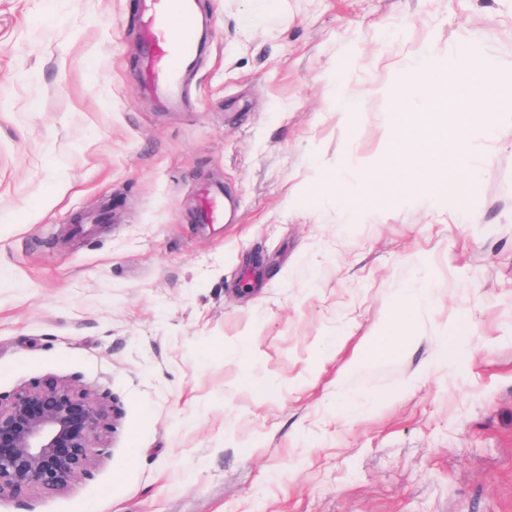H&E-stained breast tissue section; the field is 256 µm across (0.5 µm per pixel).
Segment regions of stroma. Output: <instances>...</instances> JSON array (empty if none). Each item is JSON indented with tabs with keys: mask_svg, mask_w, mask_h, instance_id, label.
Here are the masks:
<instances>
[{
	"mask_svg": "<svg viewBox=\"0 0 512 512\" xmlns=\"http://www.w3.org/2000/svg\"><path fill=\"white\" fill-rule=\"evenodd\" d=\"M138 2L0 0V398L68 378L122 413L88 476L0 512H512V103L464 207L323 186L379 160L423 45L444 95L468 40L512 82V0H200L183 107L139 83ZM221 192L216 189H206L201 193V206L198 213V220L202 224H211L220 217L218 200ZM432 289L428 282L423 281L412 288H407L404 293L402 308L396 310L390 317L387 324L392 335H397L399 329H404L408 324L407 311L419 304L431 301Z\"/></svg>",
	"mask_w": 512,
	"mask_h": 512,
	"instance_id": "1",
	"label": "stroma"
}]
</instances>
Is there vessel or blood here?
Masks as SVG:
<instances>
[{
  "label": "vessel or blood",
  "mask_w": 512,
  "mask_h": 512,
  "mask_svg": "<svg viewBox=\"0 0 512 512\" xmlns=\"http://www.w3.org/2000/svg\"><path fill=\"white\" fill-rule=\"evenodd\" d=\"M141 39L146 66L145 86L168 102L185 91L184 70L201 52V19L195 0H142ZM216 189L204 190L198 219L205 224L219 218Z\"/></svg>",
  "instance_id": "b4317fda"
}]
</instances>
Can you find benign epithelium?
<instances>
[{
    "label": "benign epithelium",
    "instance_id": "1",
    "mask_svg": "<svg viewBox=\"0 0 512 512\" xmlns=\"http://www.w3.org/2000/svg\"><path fill=\"white\" fill-rule=\"evenodd\" d=\"M120 418L107 397L55 377L0 401V499L69 489L96 464L104 432Z\"/></svg>",
    "mask_w": 512,
    "mask_h": 512
}]
</instances>
